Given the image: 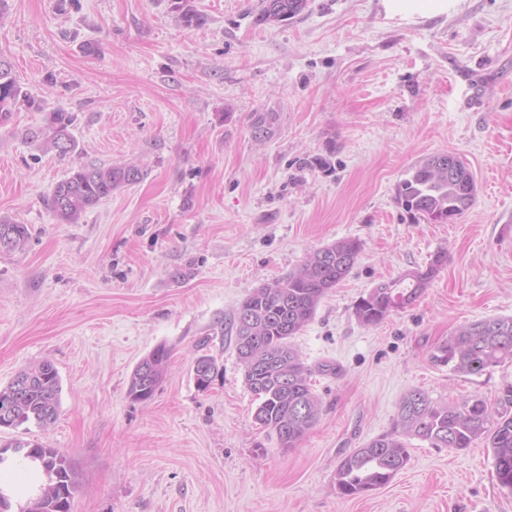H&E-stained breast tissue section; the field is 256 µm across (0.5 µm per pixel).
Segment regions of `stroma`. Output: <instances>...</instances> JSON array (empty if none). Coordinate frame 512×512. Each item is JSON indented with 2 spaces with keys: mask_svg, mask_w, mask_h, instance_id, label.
<instances>
[{
  "mask_svg": "<svg viewBox=\"0 0 512 512\" xmlns=\"http://www.w3.org/2000/svg\"><path fill=\"white\" fill-rule=\"evenodd\" d=\"M192 4L202 26L183 27L174 0H0V55L35 101L0 126V216L32 233L0 254V388L45 360L61 386L53 423L1 428L0 446L66 455L71 512H512L482 441L410 440L387 485L336 491L341 459L391 429L408 391L493 407L512 385V362L463 375L432 358L459 325L512 316V0H311L271 25L255 22L260 0ZM59 109L76 116L64 158L26 137ZM255 112L278 115L262 142ZM439 153L476 184L445 224L396 191ZM86 162L144 178L61 223L47 200ZM343 238L362 244L353 269L292 339L321 414L284 449L255 421L230 322L255 288ZM439 252L411 306L358 321L376 284ZM161 344L162 384L132 401L136 365ZM202 354L219 369L204 391ZM325 362L335 375L317 374Z\"/></svg>",
  "mask_w": 512,
  "mask_h": 512,
  "instance_id": "35a3bbf8",
  "label": "stroma"
}]
</instances>
